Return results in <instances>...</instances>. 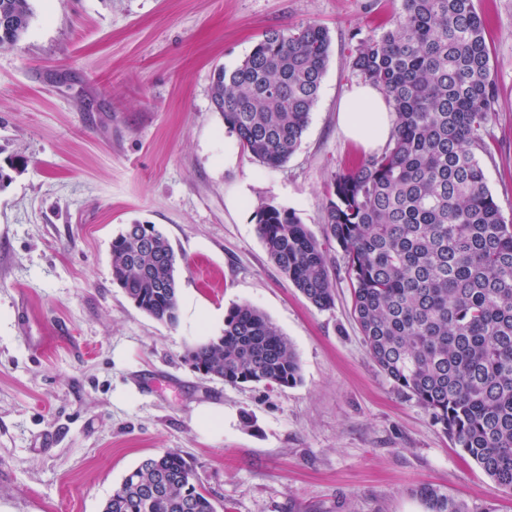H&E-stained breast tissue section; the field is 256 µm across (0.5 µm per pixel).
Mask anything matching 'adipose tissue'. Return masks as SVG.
I'll use <instances>...</instances> for the list:
<instances>
[{"label":"adipose tissue","mask_w":512,"mask_h":512,"mask_svg":"<svg viewBox=\"0 0 512 512\" xmlns=\"http://www.w3.org/2000/svg\"><path fill=\"white\" fill-rule=\"evenodd\" d=\"M338 118L344 135L368 151L388 142L395 126L392 106L368 83L352 87L341 103Z\"/></svg>","instance_id":"ef3b65f1"}]
</instances>
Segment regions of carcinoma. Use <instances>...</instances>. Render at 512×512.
<instances>
[{
	"label": "carcinoma",
	"mask_w": 512,
	"mask_h": 512,
	"mask_svg": "<svg viewBox=\"0 0 512 512\" xmlns=\"http://www.w3.org/2000/svg\"><path fill=\"white\" fill-rule=\"evenodd\" d=\"M33 0H0V48L25 37ZM330 53L326 28L266 33L240 64L215 72L212 102L242 149L287 161L309 123ZM356 76L396 114L380 153L332 176L327 239L344 252L352 312L368 354L428 409L454 447L512 495V221L478 152L497 103L484 20L474 0H401L398 16L352 51ZM257 233L271 262L316 307L334 305L326 247L292 211L269 206ZM112 280L137 308L178 322L176 255L150 225L112 240ZM199 372L229 384L288 387L301 378L287 338L256 307L224 316L221 335L187 350ZM428 512H470L435 488ZM102 512H216L177 451L144 459Z\"/></svg>",
	"instance_id": "carcinoma-1"
}]
</instances>
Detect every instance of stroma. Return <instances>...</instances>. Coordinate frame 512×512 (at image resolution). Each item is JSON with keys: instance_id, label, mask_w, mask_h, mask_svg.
I'll return each instance as SVG.
<instances>
[{"instance_id": "stroma-1", "label": "stroma", "mask_w": 512, "mask_h": 512, "mask_svg": "<svg viewBox=\"0 0 512 512\" xmlns=\"http://www.w3.org/2000/svg\"><path fill=\"white\" fill-rule=\"evenodd\" d=\"M486 23L495 116L479 157L512 219V0H474ZM392 0H35L0 48V512H102L142 459H189L217 512H427L431 485L471 512L512 496L454 448L430 412L370 358L343 254L335 304L313 306L257 233L268 206L315 238L332 176L364 152L337 108L357 84V39L388 26ZM326 27L330 58L302 142L268 168L237 145L211 100L274 29ZM156 225L178 261L179 321L134 306L112 280L111 242ZM249 303L291 343L301 380L232 385L195 371L188 348ZM213 405L224 426L199 425Z\"/></svg>"}]
</instances>
